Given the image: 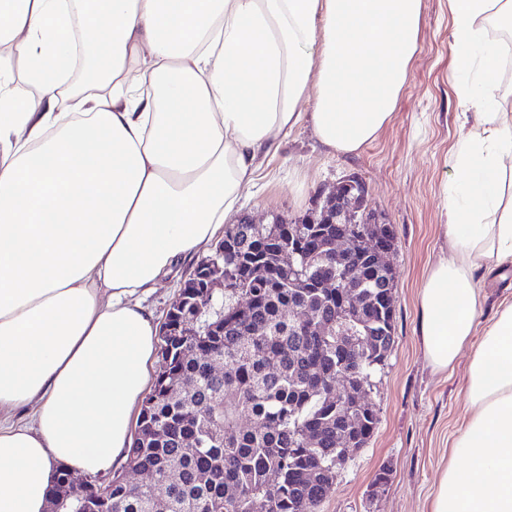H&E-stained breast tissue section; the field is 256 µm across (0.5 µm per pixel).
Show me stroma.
I'll use <instances>...</instances> for the list:
<instances>
[{
    "label": "stroma",
    "mask_w": 512,
    "mask_h": 512,
    "mask_svg": "<svg viewBox=\"0 0 512 512\" xmlns=\"http://www.w3.org/2000/svg\"><path fill=\"white\" fill-rule=\"evenodd\" d=\"M418 39L395 114L375 141L358 155L335 156L298 125L241 198V214L256 223H270L276 215L295 219L312 209L318 191L355 175L368 186L369 209L384 214L397 237L390 256L395 342L370 392L380 423L369 445L338 470L318 512H430L448 450L466 417L467 356L452 370L434 371L416 335L419 286L440 256L457 116L470 109L453 79L448 0H423ZM383 468L390 480L377 492L373 481Z\"/></svg>",
    "instance_id": "obj_1"
}]
</instances>
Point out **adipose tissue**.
Segmentation results:
<instances>
[{
    "mask_svg": "<svg viewBox=\"0 0 512 512\" xmlns=\"http://www.w3.org/2000/svg\"><path fill=\"white\" fill-rule=\"evenodd\" d=\"M422 0H0V512H47L58 470L127 461L159 329L143 295L224 237L265 159L308 123L359 154L391 121ZM460 96L441 227L418 293L433 368L468 354L466 420L431 512H512V117L491 19L448 0ZM80 20L84 78L64 66ZM467 459L469 468L458 465Z\"/></svg>",
    "mask_w": 512,
    "mask_h": 512,
    "instance_id": "obj_1",
    "label": "adipose tissue"
}]
</instances>
